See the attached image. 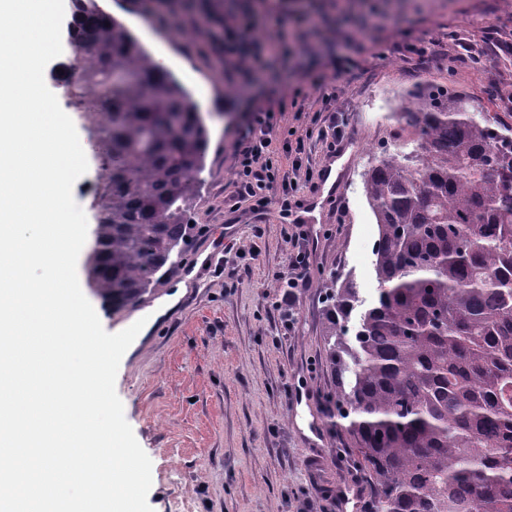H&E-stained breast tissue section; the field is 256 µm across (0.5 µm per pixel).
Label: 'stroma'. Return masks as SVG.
Wrapping results in <instances>:
<instances>
[{
  "mask_svg": "<svg viewBox=\"0 0 512 512\" xmlns=\"http://www.w3.org/2000/svg\"><path fill=\"white\" fill-rule=\"evenodd\" d=\"M273 6L289 37L258 71L225 59L196 24L202 13L250 20L253 50L262 54L277 36L266 23ZM107 7L186 87L205 120H224L207 143L192 218L207 230L191 239L158 293L112 310L88 282L93 241L77 262L105 331L151 319L115 381L152 462L148 503L153 512H351L366 503L369 482L331 403L323 327L336 280L352 277L366 304L377 293V227L362 174L374 154L410 137L397 96L418 85L462 92L483 115L512 126V0H107ZM490 30L493 47L485 42ZM462 41L478 63L459 60ZM421 47L427 59L418 58ZM260 109L277 118L271 149L280 176L257 212L233 196L241 133ZM331 113L343 130L332 152L316 136ZM74 125L88 170L72 194L93 227L101 169L82 120ZM302 247L310 282L283 309L278 274ZM169 295L175 303L155 315Z\"/></svg>",
  "mask_w": 512,
  "mask_h": 512,
  "instance_id": "1",
  "label": "stroma"
}]
</instances>
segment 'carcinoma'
<instances>
[{"label":"carcinoma","mask_w":512,"mask_h":512,"mask_svg":"<svg viewBox=\"0 0 512 512\" xmlns=\"http://www.w3.org/2000/svg\"><path fill=\"white\" fill-rule=\"evenodd\" d=\"M68 108L102 171L90 284L113 309L181 262L207 129L184 86L97 0H76ZM413 137L363 174L375 300L344 280L323 328L334 405L371 479L370 512H512V127L416 87Z\"/></svg>","instance_id":"obj_1"}]
</instances>
